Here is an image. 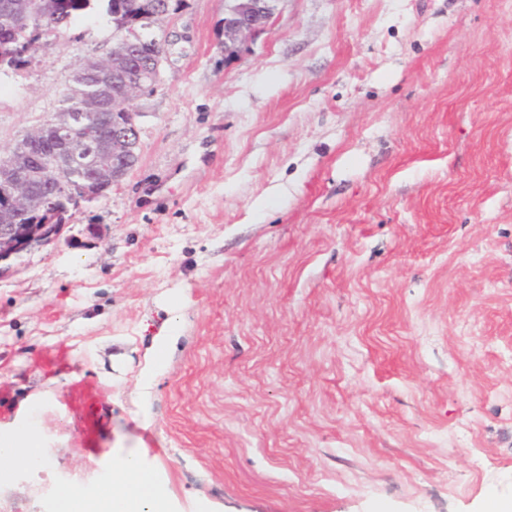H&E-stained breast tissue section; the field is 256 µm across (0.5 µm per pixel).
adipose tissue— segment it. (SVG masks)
Here are the masks:
<instances>
[{"mask_svg": "<svg viewBox=\"0 0 512 512\" xmlns=\"http://www.w3.org/2000/svg\"><path fill=\"white\" fill-rule=\"evenodd\" d=\"M112 492L96 498L63 494L56 512H169L168 501L152 475L128 457L113 467Z\"/></svg>", "mask_w": 512, "mask_h": 512, "instance_id": "1", "label": "adipose tissue"}]
</instances>
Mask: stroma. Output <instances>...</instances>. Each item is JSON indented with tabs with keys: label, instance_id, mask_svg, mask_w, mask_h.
I'll return each mask as SVG.
<instances>
[{
	"label": "stroma",
	"instance_id": "35a3bbf8",
	"mask_svg": "<svg viewBox=\"0 0 512 512\" xmlns=\"http://www.w3.org/2000/svg\"><path fill=\"white\" fill-rule=\"evenodd\" d=\"M139 160L0 264V512H481L512 488V0H172ZM90 13L0 72V149L106 54ZM272 0H228L224 5V52L226 59L247 38L261 33L272 14ZM0 481H4L10 474L14 464L30 465L41 462L49 455L48 448H39L29 439L25 442L7 441L0 443ZM113 493L84 498L64 493L56 512H169L168 501L152 475L133 457L113 466Z\"/></svg>",
	"mask_w": 512,
	"mask_h": 512
}]
</instances>
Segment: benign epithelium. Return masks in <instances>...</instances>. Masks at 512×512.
Instances as JSON below:
<instances>
[{
  "instance_id": "benign-epithelium-1",
  "label": "benign epithelium",
  "mask_w": 512,
  "mask_h": 512,
  "mask_svg": "<svg viewBox=\"0 0 512 512\" xmlns=\"http://www.w3.org/2000/svg\"><path fill=\"white\" fill-rule=\"evenodd\" d=\"M271 0H229L224 6V52L229 58L247 38L261 33L271 17ZM58 0H3L0 3V66L14 55L17 31L35 28L41 32L36 46L48 44L58 33ZM169 15L164 0H154L140 20L152 28ZM125 18L113 29L112 48L103 56L90 54L79 60L72 71L64 95L86 100L83 109L58 112L29 130L0 152V262L53 242L61 225L58 216L68 217L71 210L92 198L84 193L93 182L105 188L119 183L139 159L140 134L132 103L146 86L156 88L162 82V67L168 59L164 33L155 35L156 53L143 65L131 61L135 42L132 24ZM112 104V135L102 136L101 109ZM64 187L72 205L53 209L46 197L43 223H19L29 212L38 187Z\"/></svg>"
}]
</instances>
